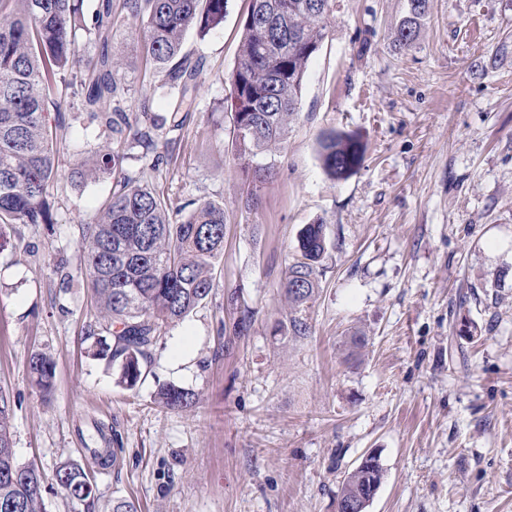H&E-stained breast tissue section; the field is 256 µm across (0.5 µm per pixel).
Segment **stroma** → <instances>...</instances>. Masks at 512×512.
Segmentation results:
<instances>
[{"instance_id": "35a3bbf8", "label": "stroma", "mask_w": 512, "mask_h": 512, "mask_svg": "<svg viewBox=\"0 0 512 512\" xmlns=\"http://www.w3.org/2000/svg\"><path fill=\"white\" fill-rule=\"evenodd\" d=\"M249 6L228 0L221 26L188 30L182 51L201 71L183 104L143 62L131 19L113 29L128 62L124 112L147 105L182 121L152 154L131 150L124 173L178 205L223 204L225 224L213 292L162 330L131 389L118 365L88 354L107 334L87 333L80 227L116 178L74 176L112 138L68 90L56 96L57 221L0 229V395L17 460L40 469L48 512H83L55 480L68 459L94 478L96 512L117 497L140 512H336L369 452L384 479L366 512H512V0H427L409 49L392 38L406 0H334L276 174L257 184L228 118ZM331 128L365 147L345 180L318 157ZM316 222L327 244L318 292L294 310L281 284ZM357 332L366 347L353 346ZM41 351L56 362L48 397L29 374ZM167 383L194 391L195 406H158ZM95 420L121 436L115 462L81 441Z\"/></svg>"}]
</instances>
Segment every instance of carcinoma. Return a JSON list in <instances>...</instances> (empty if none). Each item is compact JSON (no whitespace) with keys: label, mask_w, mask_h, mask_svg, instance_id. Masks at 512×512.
<instances>
[{"label":"carcinoma","mask_w":512,"mask_h":512,"mask_svg":"<svg viewBox=\"0 0 512 512\" xmlns=\"http://www.w3.org/2000/svg\"><path fill=\"white\" fill-rule=\"evenodd\" d=\"M228 0H124L140 21L146 58L162 74L164 85L185 100L197 89L198 64L181 53L184 35L201 34L224 22ZM427 0H407L394 28V42L411 48L426 16ZM333 0H252L241 20V42L231 76L232 148L244 171L271 174L300 111L305 77L326 35ZM116 13L112 0H99L86 21L82 0H0V227L5 224H53L47 184L55 176L54 131L63 116L48 104L59 85L70 90L76 110L115 134L112 152L77 171L80 178L122 167V150L137 144L147 150L164 128L149 112L130 121L123 112L125 88L119 70L125 60L108 52ZM102 46L96 56L81 54L83 36ZM324 172L335 180L353 175L365 160L358 137L332 129L319 139ZM188 215L173 219L171 212ZM86 274L96 302V322L112 336L96 350L120 364L119 384L136 386L142 361L164 327L175 325L202 304L213 289V270L223 257L224 205L205 200L176 208L169 198L120 177V189L99 207L94 223L82 226ZM326 251L325 224H306L298 237V255L288 265L282 288L288 305L313 300L318 267ZM36 385L54 388L51 355L31 356ZM156 403L186 410L196 394L176 385L161 387ZM376 457L364 458L344 479L340 499L355 500L373 480H382ZM56 483L73 501L95 512L96 486L84 467L62 462ZM0 512H47L40 471L17 461L7 399L0 396Z\"/></svg>","instance_id":"cac0c4a2"}]
</instances>
